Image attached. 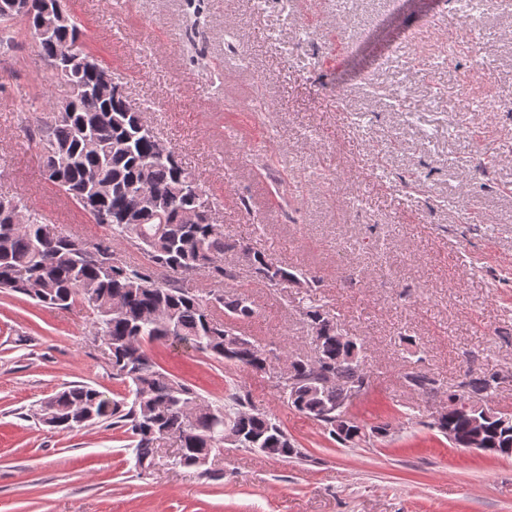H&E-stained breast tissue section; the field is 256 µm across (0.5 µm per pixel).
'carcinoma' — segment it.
I'll list each match as a JSON object with an SVG mask.
<instances>
[{
	"label": "carcinoma",
	"instance_id": "1",
	"mask_svg": "<svg viewBox=\"0 0 512 512\" xmlns=\"http://www.w3.org/2000/svg\"><path fill=\"white\" fill-rule=\"evenodd\" d=\"M23 20L37 33L48 19L52 0H26ZM12 0H0V46L3 34L15 22ZM66 22L37 37L46 66L47 85L69 89L67 111L54 112L57 102L42 98L41 111L54 121L39 138L46 160V179L89 216L110 215V238L98 243L76 235L53 232L37 214L14 197L0 195V288L27 295L47 308H66L76 301L93 313L92 334L109 351L112 378L128 384L132 399L114 400L105 392L74 384L41 402L38 421L61 431L112 420L134 438L137 466L154 465L160 440L179 443L175 464L200 467L198 460L225 447L229 432L239 435L234 448L271 449L283 459L302 455L301 449L267 412L248 395L228 390L224 400L208 401L190 385L162 371L146 345L158 340L185 343L195 350L255 371H266V350L235 330L252 318V304L240 294L224 293L236 279L233 266L224 263L222 225L210 216L188 222L200 209L199 195L189 186L200 180L173 154L159 152L156 133L139 110H131L121 94H94L107 68L83 61L93 58L84 44L77 20ZM133 213V223L119 217ZM142 251L147 264L127 261L117 247ZM255 279L265 285L298 284L301 313L308 329L316 331L320 358L291 356L293 374L287 381L275 377V387L288 404L323 426L341 443L354 446L365 438L357 421L336 427L335 408L348 403V391L370 383L366 344L343 335L330 314L317 303L316 280L278 264L271 255L245 248ZM202 274L207 288H186L159 276ZM406 382L429 392L436 381L428 374L410 372ZM498 384L495 373L483 372L460 383L451 399L487 398ZM484 427L490 448H512V414L485 406L478 412L454 411L438 432L453 431L460 440L473 420Z\"/></svg>",
	"mask_w": 512,
	"mask_h": 512
}]
</instances>
